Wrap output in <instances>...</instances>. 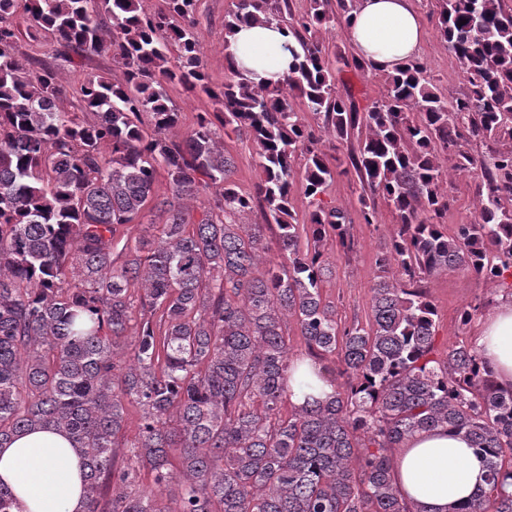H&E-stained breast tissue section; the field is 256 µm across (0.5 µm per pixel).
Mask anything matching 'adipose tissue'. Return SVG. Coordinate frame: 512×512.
Wrapping results in <instances>:
<instances>
[{
  "label": "adipose tissue",
  "instance_id": "obj_1",
  "mask_svg": "<svg viewBox=\"0 0 512 512\" xmlns=\"http://www.w3.org/2000/svg\"><path fill=\"white\" fill-rule=\"evenodd\" d=\"M356 56L390 73L422 51L424 29L414 0H357L345 27ZM298 42L277 23L239 24L230 60L256 84L279 81ZM476 348L497 384L512 389V300L484 316ZM398 456L395 479L414 512H455L485 484L486 465L462 435L445 429L414 435ZM83 463L70 438L49 427L0 447V482L16 499L15 512H84Z\"/></svg>",
  "mask_w": 512,
  "mask_h": 512
}]
</instances>
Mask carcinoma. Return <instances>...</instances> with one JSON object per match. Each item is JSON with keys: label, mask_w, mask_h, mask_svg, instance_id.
<instances>
[{"label": "carcinoma", "mask_w": 512, "mask_h": 512, "mask_svg": "<svg viewBox=\"0 0 512 512\" xmlns=\"http://www.w3.org/2000/svg\"><path fill=\"white\" fill-rule=\"evenodd\" d=\"M198 2L163 0L147 13L142 0H0V446L37 429L65 432L85 460V512H163L156 494L172 485L178 512H412L394 481L395 452L446 428L487 467L485 486L455 512H512V390L464 341L435 356L436 310L423 285L440 270L489 283L512 273V10L503 0H439L437 31L466 91L445 100L415 60L361 108L337 90L316 36L355 0L334 9L307 0L298 16L290 0H236L224 48L239 23L275 21L297 34L301 53L275 87L230 67L218 90L194 33ZM42 33L69 63L109 55L122 69L121 82L87 75V117L64 110L54 69L19 58L21 38ZM175 80L213 105L184 133L165 89ZM295 96L334 140L363 134L336 167L357 174L365 223L379 200L400 220L376 260L365 324L338 321L321 294L324 241L354 250L344 212L318 204L294 223L296 159L312 199L334 176ZM230 131L260 146L252 194L237 189L219 147ZM471 139L490 162L462 149ZM443 155L481 182L477 218L452 237L437 222L453 202ZM161 170L170 195L155 204L166 216L157 240L118 263L119 227L139 217ZM202 193L208 206L196 218L182 200ZM257 203L266 224L236 223ZM272 223L286 262L262 269ZM286 316L316 373L290 359ZM335 353L334 370L324 361ZM321 380L333 387L327 399L291 402L292 387ZM128 402L141 410L132 439ZM145 469L152 489L140 486Z\"/></svg>", "instance_id": "obj_1"}]
</instances>
